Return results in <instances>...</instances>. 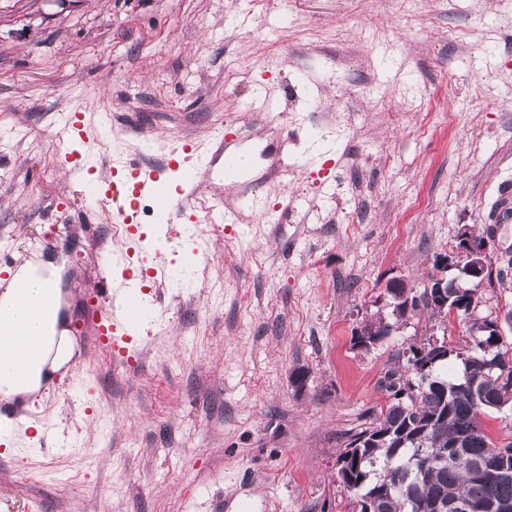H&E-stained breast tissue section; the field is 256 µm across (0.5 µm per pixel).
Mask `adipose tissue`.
<instances>
[{
  "mask_svg": "<svg viewBox=\"0 0 512 512\" xmlns=\"http://www.w3.org/2000/svg\"><path fill=\"white\" fill-rule=\"evenodd\" d=\"M18 274L23 287L0 288V399L10 401L37 392L48 371L70 359L71 342L59 327V307L42 305L45 294L59 295V278L52 268L28 262Z\"/></svg>",
  "mask_w": 512,
  "mask_h": 512,
  "instance_id": "1",
  "label": "adipose tissue"
}]
</instances>
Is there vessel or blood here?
<instances>
[{"label": "vessel or blood", "mask_w": 512, "mask_h": 512, "mask_svg": "<svg viewBox=\"0 0 512 512\" xmlns=\"http://www.w3.org/2000/svg\"><path fill=\"white\" fill-rule=\"evenodd\" d=\"M88 141L89 128L84 114H70L61 135L60 155L68 173L94 177L95 168L87 155L72 149L73 140ZM240 179L238 155L224 134H217L207 147L187 138H176L158 163L146 165L127 158L111 167L107 176L96 179V190L103 202L112 206L115 223L124 231H131L140 218L143 200L150 199L167 211L175 224L194 219L193 201L202 180L220 178ZM264 182L250 183L240 199L231 200L223 193H210L204 200L207 220L239 223L243 209L253 206ZM132 250H125L103 268L100 285L88 301L86 318L90 325L89 345L121 356L133 357L130 346L132 327L149 323L155 315L153 304L146 302L150 290L170 279L168 270L159 265L131 267ZM36 417L28 402L0 405V435L24 432L39 444H60L62 436L43 425L31 427Z\"/></svg>", "instance_id": "b4317fda"}]
</instances>
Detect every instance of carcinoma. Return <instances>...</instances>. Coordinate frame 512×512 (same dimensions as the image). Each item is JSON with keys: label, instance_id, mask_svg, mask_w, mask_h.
<instances>
[{"label": "carcinoma", "instance_id": "obj_1", "mask_svg": "<svg viewBox=\"0 0 512 512\" xmlns=\"http://www.w3.org/2000/svg\"><path fill=\"white\" fill-rule=\"evenodd\" d=\"M478 290L451 281L446 288L448 305L464 303L457 316L466 325L465 344L434 348L422 341L392 355L383 382L393 399L372 410L338 454L359 453L336 473L350 501L368 499L373 512H432L441 496L471 503L472 512L491 504L512 512V476L479 473L495 461L512 470V442L496 445L480 420L484 410L502 411L497 380L512 379V345L497 333L493 314H477ZM421 309L434 313L426 288L410 306L395 305L393 315L400 321ZM420 352L422 374L412 363Z\"/></svg>", "mask_w": 512, "mask_h": 512}]
</instances>
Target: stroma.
Returning a JSON list of instances; mask_svg holds the SVG:
<instances>
[{
	"instance_id": "stroma-1",
	"label": "stroma",
	"mask_w": 512,
	"mask_h": 512,
	"mask_svg": "<svg viewBox=\"0 0 512 512\" xmlns=\"http://www.w3.org/2000/svg\"><path fill=\"white\" fill-rule=\"evenodd\" d=\"M74 112L101 173L239 127L250 174L288 169L241 223L191 225L211 261L168 260L139 363L79 356L39 413L68 442L0 452V512H351L335 460L434 324L387 282L421 293L462 224L512 257V0H0V252L49 241L76 337L126 244L62 167ZM366 319L393 330L352 348Z\"/></svg>"
}]
</instances>
